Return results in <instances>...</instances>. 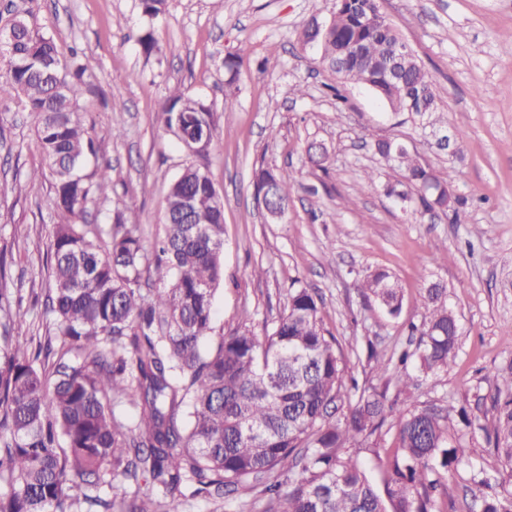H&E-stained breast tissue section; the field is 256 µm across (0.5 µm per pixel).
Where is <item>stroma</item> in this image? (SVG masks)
Wrapping results in <instances>:
<instances>
[{"label":"stroma","instance_id":"stroma-1","mask_svg":"<svg viewBox=\"0 0 512 512\" xmlns=\"http://www.w3.org/2000/svg\"><path fill=\"white\" fill-rule=\"evenodd\" d=\"M335 0H167L158 18L144 15L140 0H0V18L25 17L55 42L62 58L88 62L89 85L79 104L85 125L112 167L107 202L90 204L89 230L122 211L139 227L145 249L165 232L162 200L190 163L205 167L224 195L223 279L214 299V327L234 325L241 311L264 337L283 313L294 281L314 288L320 316L336 337L358 382L374 375L370 357L388 362L392 377L404 370L397 357L409 345L408 326L421 322L417 308L425 281L443 283L460 332L447 372L418 379V400L452 407L453 434L463 436L468 460L440 474L463 499L474 471L483 469L512 487V468L500 464L487 440L494 425L497 368L512 363V56L503 46L512 34V0H382L381 10L432 77L445 123L437 131L394 113L365 87H345L336 104L326 85L336 75L319 52L303 46L312 18H328ZM153 34L158 50L145 56L140 39ZM249 53L237 74L225 57L240 44ZM128 82L112 96V77ZM214 111L213 142L188 155L164 124L173 85ZM301 95H293V86ZM398 139L447 180L463 204L465 221L451 213L403 211L383 189L395 181L370 146ZM327 151L324 166L310 164V143ZM300 171L281 220L268 218L254 197L259 165ZM41 165L33 119L17 105L0 107V288L27 310L24 333L44 329L43 304L33 301L47 278L58 215L38 209L50 191L47 179L31 181ZM381 181L363 187L364 173ZM375 270L394 274L404 296L399 318L365 299L355 282Z\"/></svg>","mask_w":512,"mask_h":512}]
</instances>
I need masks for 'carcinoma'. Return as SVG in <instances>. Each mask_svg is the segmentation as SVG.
<instances>
[{"mask_svg": "<svg viewBox=\"0 0 512 512\" xmlns=\"http://www.w3.org/2000/svg\"><path fill=\"white\" fill-rule=\"evenodd\" d=\"M13 50L0 54V106L14 103L33 120L43 167L30 178H52L39 203L65 221L54 226L45 336L18 335L25 313L0 289V512H162L202 497L214 510L243 500L241 512H432L438 468L459 463L465 443L450 436L448 409L422 401L394 413L388 386L359 388L324 327L311 290L297 286L287 310L272 321L265 342L247 326L213 337V297L223 275L224 210L204 168L190 164L164 198L166 234L153 258L138 227L115 212L98 238L84 229L89 203L106 201L111 166L82 175L99 147L88 136L78 100L87 66L67 63L52 39L21 18L9 20ZM304 35L319 44L341 83L362 84L413 119L437 111L431 76L415 53L400 77L410 101L389 76L393 49L403 43L375 0H343L326 22L312 20ZM165 124L174 134L203 121L215 129L212 108L170 90ZM402 142L377 139L372 148L392 163ZM397 183L385 193L407 198L429 193L426 209L446 211L448 183L406 149ZM269 183L282 205L298 183L296 172L259 166L254 185ZM174 273L169 286L149 294L150 267ZM392 318L403 297L385 271L356 284ZM447 287L423 288L424 320L413 361L425 375L448 370L456 357L458 321ZM494 448L512 466V364L496 375ZM135 411L121 421L116 407ZM387 428L395 451L381 461L379 489L345 449ZM106 485L109 494L96 493ZM480 512H512V490L489 495V479L475 481Z\"/></svg>", "mask_w": 512, "mask_h": 512, "instance_id": "cac0c4a2", "label": "carcinoma"}]
</instances>
